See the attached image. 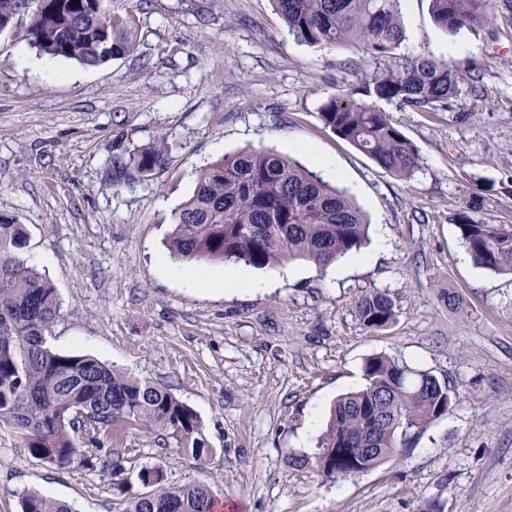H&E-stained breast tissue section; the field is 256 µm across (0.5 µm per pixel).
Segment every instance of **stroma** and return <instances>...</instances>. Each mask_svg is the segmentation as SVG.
Returning a JSON list of instances; mask_svg holds the SVG:
<instances>
[{"label":"stroma","mask_w":512,"mask_h":512,"mask_svg":"<svg viewBox=\"0 0 512 512\" xmlns=\"http://www.w3.org/2000/svg\"><path fill=\"white\" fill-rule=\"evenodd\" d=\"M112 6L138 44L98 68L44 62L21 33L0 35V214L25 224V258L58 291L49 345L166 386L200 417L211 452L193 459L117 430L122 471L59 470L0 427V512H21L27 490L73 512H123L148 491L145 467L171 487L209 485L242 512H512V275L467 258L457 228L464 215L512 224V11L450 34L427 0H403V52L478 78L439 112L375 101L419 151L402 181L320 117L330 97L360 89L362 53L298 43L271 0ZM160 141L167 159L151 177L110 184L113 159ZM249 147L313 171L327 159L330 184L369 217L368 242L323 271L195 265L244 274L253 289L215 294L171 276L160 261L175 209L204 168ZM444 287L464 313L440 300ZM374 289L389 292L397 317L371 331L355 306ZM375 354L446 381L450 412L367 472L290 467L289 454L316 452L334 401L364 386Z\"/></svg>","instance_id":"stroma-1"}]
</instances>
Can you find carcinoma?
Wrapping results in <instances>:
<instances>
[{
	"label": "carcinoma",
	"instance_id": "carcinoma-1",
	"mask_svg": "<svg viewBox=\"0 0 512 512\" xmlns=\"http://www.w3.org/2000/svg\"><path fill=\"white\" fill-rule=\"evenodd\" d=\"M20 0H0V20L14 33ZM25 38L39 53L101 67L133 52L138 32L112 0H30ZM434 23L449 33L489 25L499 0H428ZM297 41L312 47L360 49L375 67L362 96L339 93L321 107V120L380 168L406 180L419 169V152L371 98L422 112H439L468 74L432 55L399 53L407 40L401 0H273ZM167 156L163 142L144 147L127 162L115 160L116 177L150 176ZM369 224L342 191L295 161L263 148L241 150L201 172L193 194L174 212L167 237L178 261L244 262L256 268L305 261L325 269L359 249ZM461 238L475 264L512 274V224H484L461 216ZM27 232L16 218L0 215V425L46 463L65 469L78 463L117 468L122 452L112 430L152 431L163 447L199 459L210 453L197 414L169 390L126 376L90 355L55 351L46 338L59 313L53 284L23 258ZM368 329L395 319L389 293L372 290L356 305ZM365 385L334 403L319 452L288 456L294 468L312 466L334 479L381 465L448 414L455 394L428 370L388 356L363 366ZM140 481L152 490L132 498L124 512H212L204 484L166 487L155 469ZM21 512H71L36 492L21 499Z\"/></svg>",
	"mask_w": 512,
	"mask_h": 512
}]
</instances>
